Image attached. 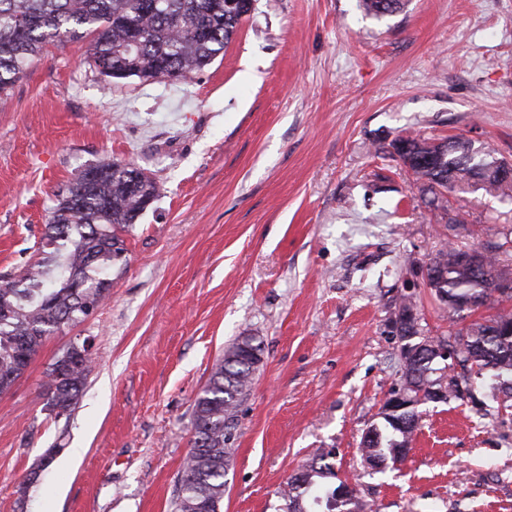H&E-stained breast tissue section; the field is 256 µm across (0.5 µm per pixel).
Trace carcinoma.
Here are the masks:
<instances>
[{
    "instance_id": "1",
    "label": "carcinoma",
    "mask_w": 512,
    "mask_h": 512,
    "mask_svg": "<svg viewBox=\"0 0 512 512\" xmlns=\"http://www.w3.org/2000/svg\"><path fill=\"white\" fill-rule=\"evenodd\" d=\"M0 0V97L6 96L39 60L46 44L83 40L85 54L110 79L186 81L224 54L253 0ZM376 18L404 8V0H361ZM404 167L432 195L472 192L512 201V181L482 176L499 162L494 149L461 137H401ZM159 193L156 181L132 162L90 165L55 193L56 204L43 240L51 251L12 277L0 276V393L9 391L39 353L46 337L95 314L112 289V263L125 252L122 233ZM463 249L448 247L432 258L426 287L448 307V338L460 347L465 373L450 378L447 366L425 354L401 369L408 397L431 398L433 391L462 398L460 385L493 389L512 398V292L494 294L496 280H512L500 256H512V230L476 265L461 259ZM487 316L459 325L464 313L480 308ZM262 343L238 337L213 367L196 399L193 439L177 481L172 512H223L224 477L231 452L224 430L237 417L261 362ZM88 340L72 343L47 369V410L70 418L82 397L92 366ZM374 438L362 458L397 464L421 421L418 407L379 412ZM332 453L321 452L290 477L278 492L284 512H366L356 492L338 495Z\"/></svg>"
}]
</instances>
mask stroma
I'll return each mask as SVG.
<instances>
[{
	"label": "stroma",
	"mask_w": 512,
	"mask_h": 512,
	"mask_svg": "<svg viewBox=\"0 0 512 512\" xmlns=\"http://www.w3.org/2000/svg\"><path fill=\"white\" fill-rule=\"evenodd\" d=\"M418 133L512 160V0H405L379 19L359 0H254L185 82L111 80L83 43L48 45L0 99V276L36 260L55 191L86 166L134 161L161 194L103 307L0 394V512H171L194 403L239 336L263 361L226 431L224 512H276L320 449L374 512H512V412L495 401L424 404L402 464L361 459L400 384L397 297L413 292L425 335L448 331L411 271L512 227V202L479 192L431 205L390 155ZM86 339L84 395L54 419L46 370Z\"/></svg>",
	"instance_id": "obj_1"
}]
</instances>
